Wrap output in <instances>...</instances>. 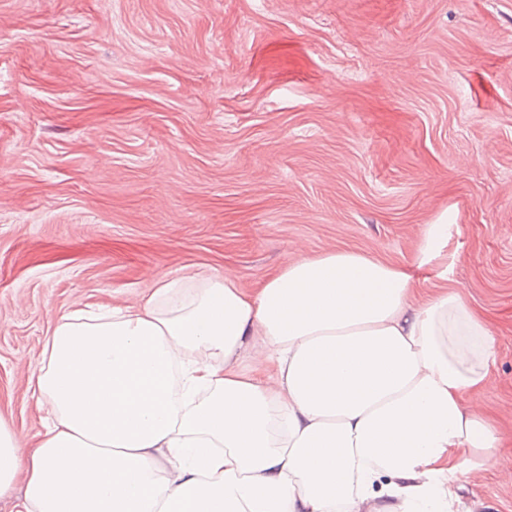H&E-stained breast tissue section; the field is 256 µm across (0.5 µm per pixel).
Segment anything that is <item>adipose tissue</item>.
Wrapping results in <instances>:
<instances>
[{"label":"adipose tissue","mask_w":512,"mask_h":512,"mask_svg":"<svg viewBox=\"0 0 512 512\" xmlns=\"http://www.w3.org/2000/svg\"><path fill=\"white\" fill-rule=\"evenodd\" d=\"M447 213L414 268L353 250L229 276L157 279L137 303L76 308L30 383L49 424L0 422V496L16 512H453L496 427L463 396L495 338L452 289Z\"/></svg>","instance_id":"ef3b65f1"}]
</instances>
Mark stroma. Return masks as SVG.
Listing matches in <instances>:
<instances>
[{
    "mask_svg": "<svg viewBox=\"0 0 512 512\" xmlns=\"http://www.w3.org/2000/svg\"><path fill=\"white\" fill-rule=\"evenodd\" d=\"M448 276L489 325L494 463L455 512H512V0H0V421L38 446L32 368L77 306L161 276L258 288L354 250ZM451 225L448 224L447 213H440L432 224H427L423 239L416 258V270L439 269L438 277L448 276V254L445 249L448 245V231Z\"/></svg>",
    "mask_w": 512,
    "mask_h": 512,
    "instance_id": "1",
    "label": "stroma"
}]
</instances>
